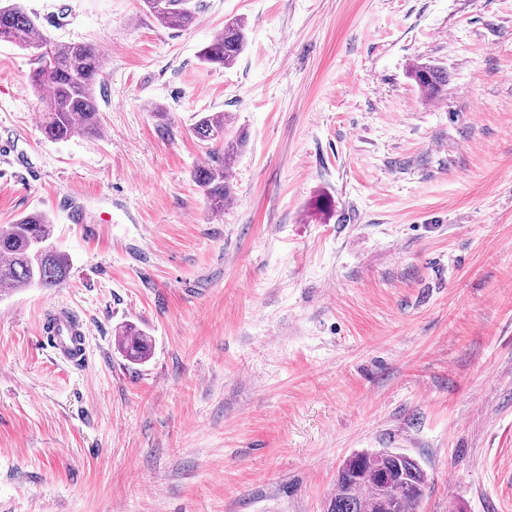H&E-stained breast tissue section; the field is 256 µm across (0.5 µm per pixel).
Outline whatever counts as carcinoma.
I'll list each match as a JSON object with an SVG mask.
<instances>
[{"label": "carcinoma", "mask_w": 512, "mask_h": 512, "mask_svg": "<svg viewBox=\"0 0 512 512\" xmlns=\"http://www.w3.org/2000/svg\"><path fill=\"white\" fill-rule=\"evenodd\" d=\"M147 13L161 25L186 29L195 24L190 0H142ZM0 42L34 51L37 67L32 81L48 91L45 134L54 140L75 135L97 137L102 132L95 90L102 76L104 55L87 42H54L21 6L19 0H0ZM246 21L231 18L224 29L199 51L201 62L229 67L246 47ZM424 97L434 100L446 85V73L425 64L412 67ZM201 142L222 144L224 153L195 171L194 180L213 212L224 209L230 197L228 172L234 166L246 135L234 136L219 112L205 113L190 127ZM46 214L30 212L0 227V298L21 288H56L70 273L68 257L52 241ZM119 349L132 362L147 358L151 343L143 332L126 328ZM428 484L420 462L397 449L356 452L345 458L336 475L327 512H419Z\"/></svg>", "instance_id": "cac0c4a2"}]
</instances>
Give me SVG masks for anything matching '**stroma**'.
<instances>
[{"instance_id": "35a3bbf8", "label": "stroma", "mask_w": 512, "mask_h": 512, "mask_svg": "<svg viewBox=\"0 0 512 512\" xmlns=\"http://www.w3.org/2000/svg\"><path fill=\"white\" fill-rule=\"evenodd\" d=\"M20 3L104 51L105 133L49 138L32 51L0 42V225L43 212L70 260L0 300V512H326L367 448L420 461V512H512V0H192L186 31ZM235 16L243 53L203 64ZM200 112L248 132L218 215ZM53 306L85 365L44 344ZM411 72L419 90L427 100H434L440 96L447 82V75L443 70L425 64H416ZM120 336L123 337L118 340L119 349L128 360L141 362L147 358L151 340L144 332L129 327L125 328Z\"/></svg>"}]
</instances>
